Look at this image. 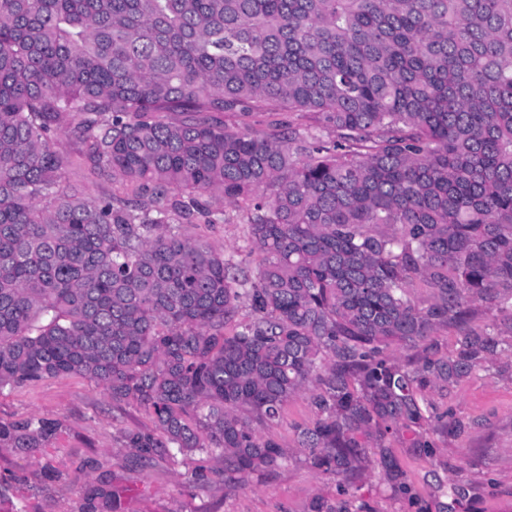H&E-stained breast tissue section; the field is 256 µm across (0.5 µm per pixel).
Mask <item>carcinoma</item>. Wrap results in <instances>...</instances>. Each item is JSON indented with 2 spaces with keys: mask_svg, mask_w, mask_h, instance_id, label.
I'll return each instance as SVG.
<instances>
[{
  "mask_svg": "<svg viewBox=\"0 0 512 512\" xmlns=\"http://www.w3.org/2000/svg\"><path fill=\"white\" fill-rule=\"evenodd\" d=\"M250 109L334 139L225 123ZM239 202L251 274L209 242ZM471 301L512 329V0H0V387L85 377L152 417L126 447L241 480L307 390L309 466L405 490L383 439L497 352ZM67 178L70 181L83 180L86 186V193L91 197H99L106 192H109L112 189V193L116 195L124 196L126 189L122 185L121 181H116L112 183V186L109 184H99L92 182L90 180L83 179V172L76 169H69L67 173ZM468 308L473 323L489 328L494 334L500 331L502 314L496 307L485 302H472Z\"/></svg>",
  "mask_w": 512,
  "mask_h": 512,
  "instance_id": "cac0c4a2",
  "label": "carcinoma"
}]
</instances>
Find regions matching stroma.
Segmentation results:
<instances>
[{"instance_id": "35a3bbf8", "label": "stroma", "mask_w": 512, "mask_h": 512, "mask_svg": "<svg viewBox=\"0 0 512 512\" xmlns=\"http://www.w3.org/2000/svg\"><path fill=\"white\" fill-rule=\"evenodd\" d=\"M246 204L224 208L212 245L254 267ZM431 418L416 433L435 451L412 447V434L387 437L391 461L407 475L411 496L383 475L361 471L352 484L314 470L297 451L298 425L314 420L308 392L292 396L263 436L289 448L288 462L244 482L218 476L202 453L142 456L125 447L131 431L149 432L142 409L116 404L81 376L43 378L0 388V423L35 418L56 434L34 448L0 444V512H309L314 497L347 512H512V355L502 354L453 386L423 394Z\"/></svg>"}]
</instances>
